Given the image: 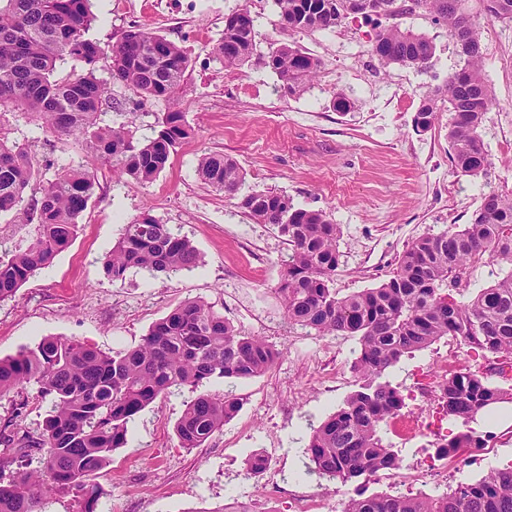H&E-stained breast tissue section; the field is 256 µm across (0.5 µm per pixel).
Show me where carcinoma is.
Masks as SVG:
<instances>
[{
	"instance_id": "carcinoma-1",
	"label": "carcinoma",
	"mask_w": 512,
	"mask_h": 512,
	"mask_svg": "<svg viewBox=\"0 0 512 512\" xmlns=\"http://www.w3.org/2000/svg\"><path fill=\"white\" fill-rule=\"evenodd\" d=\"M468 0H274L285 28L312 32L339 25L351 14L375 23L372 51L380 64L427 66L435 54L428 38L401 26L417 12L448 29L465 67L422 96L413 117L417 132L431 129L437 113L448 111V152L455 169L481 176L489 165L479 127L491 106L482 65L481 28ZM488 20L512 21V0H479ZM95 17L91 0H0V115L27 113L51 134L73 136L92 158L112 164L138 184L153 182L172 152L194 135L179 108L186 95L188 52L165 36L131 26L104 52L90 37ZM256 51L250 11L242 8L224 23V37L212 48L221 66L236 69ZM72 59L88 72L56 77L62 61ZM280 78L282 97L298 95L321 67L299 46L281 42L259 57ZM103 64L113 80L143 102L164 98L173 109L158 119L155 137L140 141L128 124L102 125V107L111 98L107 84L94 75ZM39 161L9 141L0 127V215L23 216L32 230L24 246L0 255V301L15 296L37 271L77 238L79 217L98 197L99 180L89 166L60 169L39 190ZM200 178L236 195L244 173L231 158L205 152L197 161ZM287 205L292 222L279 223ZM238 207L258 224H271L288 238L292 252L282 263L278 291L288 319L322 334L357 336L354 361L358 389L343 406L313 428L304 454V475L343 485L368 482L399 467L392 445L379 435L381 424L399 414L405 400L384 380L403 357L452 336L493 356L487 370L459 371L440 387L442 415L467 430L433 444L438 456L458 464L486 448L491 431L469 426L492 405L512 403V270L488 288L464 298L469 264L483 257L512 265V194L491 192L458 230L412 240L391 275L374 288L338 296L332 288L338 268V225L325 212L298 208L287 195L254 189ZM190 240L168 225L143 215L125 225L104 258L108 277L121 281L130 269L154 277L199 266ZM279 352L257 336H246L204 300L175 306L156 321L135 347L108 354L96 346L63 337H45L9 358H0V397L35 384L50 398L51 411L39 434L17 420L27 402L15 404L14 423L0 429V512H42L54 492L71 496L77 512H96V479L112 453L125 447L128 424L157 399L176 389H196L212 379H250L264 374ZM237 397L197 394L175 426L182 448H199L240 410ZM41 452L40 468L25 460ZM344 512H512V468L494 469L477 481L461 482L449 493L367 495L355 491Z\"/></svg>"
}]
</instances>
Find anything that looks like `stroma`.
<instances>
[{"label": "stroma", "instance_id": "stroma-1", "mask_svg": "<svg viewBox=\"0 0 512 512\" xmlns=\"http://www.w3.org/2000/svg\"><path fill=\"white\" fill-rule=\"evenodd\" d=\"M243 7L254 18L258 54L268 55L288 40L321 60L317 77L301 95L283 98L276 73L257 62L226 72L212 59L225 17ZM92 10L91 35L102 48H111L134 24L186 48L191 65L181 108L195 134L176 148L152 183L140 185L114 175L109 164L90 162L78 141L46 133L26 116L10 117L5 124L10 140L59 168L93 164L100 189L80 217L82 230L72 245L15 297L0 301V357L48 336L106 352L131 348L180 302L204 300L243 333L279 350L278 360L258 377L203 384L204 392L236 395L241 409L202 447H180L174 434L191 389L140 412L128 425L126 446L113 452L98 479L96 512H206L235 499L250 512H289L295 496L311 499L314 512H344L351 487L304 476V450L313 426L355 390L359 341L289 323L277 291L290 251L286 238L251 220L236 199L204 184L197 160L206 152L222 153L243 168V190H275L297 207L326 211L340 228L337 293L374 287L395 268L409 242L469 223L490 192H512V22L494 24L500 40L482 44L493 105L479 133L489 166L473 178L458 173L449 159V113H439L427 132L412 127L423 94L463 65L447 29L428 15L404 17L402 25L434 43L430 66L384 69L371 53L373 26L358 15L309 34L284 31L273 0H92ZM356 47L362 54L349 62L344 51ZM111 83L114 105L104 109L103 123L128 122L136 138L153 137L168 103L133 105L129 91ZM339 93L355 101V108L335 111L332 102ZM144 214L187 237L201 255L200 266L168 278L135 269L120 281L108 277L106 253L124 224ZM428 363L450 374L489 365L477 351L445 338L402 358L385 378L406 389L416 367ZM35 392L30 385L0 398V425L25 396L22 425L38 433L51 404L35 400ZM381 434L401 463L368 484L371 494L437 495L512 466V428L496 430L490 448L463 469L446 471L430 468L426 439H402L391 423ZM253 451L270 462L258 479L244 464Z\"/></svg>", "mask_w": 512, "mask_h": 512}]
</instances>
